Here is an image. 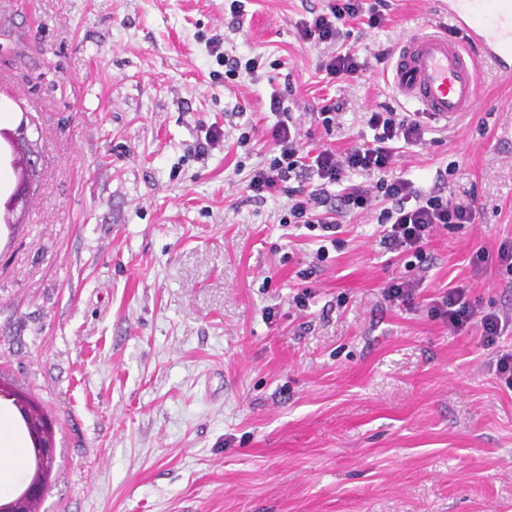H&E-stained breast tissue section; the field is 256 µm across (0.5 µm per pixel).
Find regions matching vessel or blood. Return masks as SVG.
I'll use <instances>...</instances> for the list:
<instances>
[{"label":"vessel or blood","mask_w":512,"mask_h":512,"mask_svg":"<svg viewBox=\"0 0 512 512\" xmlns=\"http://www.w3.org/2000/svg\"><path fill=\"white\" fill-rule=\"evenodd\" d=\"M442 25L408 36L392 53L395 95L436 124L473 111L478 60L512 79V0H442Z\"/></svg>","instance_id":"1"}]
</instances>
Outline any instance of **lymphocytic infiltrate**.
<instances>
[{
	"label": "lymphocytic infiltrate",
	"instance_id": "f902f5d3",
	"mask_svg": "<svg viewBox=\"0 0 512 512\" xmlns=\"http://www.w3.org/2000/svg\"><path fill=\"white\" fill-rule=\"evenodd\" d=\"M387 8L388 0H374L370 5L364 0H327L322 11L300 20V38L326 50L319 69L328 82L356 78L366 69L355 52L338 48L346 24L356 21L367 28L381 27L387 20ZM269 105L275 121L265 135L273 145L272 153L252 170L247 188L258 201L279 194L287 197L284 223L321 233L323 244L316 251L317 260H324L328 249L338 250L344 244L335 219L339 213H375L381 247L390 253L412 254L421 264L427 260L426 248L434 232L476 222L475 197L458 199L445 191L455 167L438 172V185L429 191L394 174L401 149L426 142L429 128L417 113L392 106L368 112L366 124L372 138L339 152L305 148L302 125L294 118L286 94L272 92ZM430 314L456 332L476 327L484 348L491 352L490 369L512 390V349L500 346L512 327L511 311L481 310L467 286L461 284L434 300Z\"/></svg>",
	"mask_w": 512,
	"mask_h": 512
}]
</instances>
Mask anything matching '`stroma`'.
<instances>
[{
  "instance_id": "35a3bbf8",
  "label": "stroma",
  "mask_w": 512,
  "mask_h": 512,
  "mask_svg": "<svg viewBox=\"0 0 512 512\" xmlns=\"http://www.w3.org/2000/svg\"><path fill=\"white\" fill-rule=\"evenodd\" d=\"M324 5L254 0L236 21L227 0H0V130L35 162L2 223L19 172L0 145V384L52 422L37 512H512V390L478 330L428 315L459 284L512 309L472 264L512 237V81L482 63L477 108L394 165L428 190L456 164L477 223L438 229L416 267L373 213L343 214L345 248L317 261L285 197L245 190L272 89L304 112L340 100L305 143L344 150L371 137L365 112L404 106L373 53L441 19L439 0H390L347 40L368 70L331 85L296 29ZM215 39L266 68L225 81ZM399 277L421 281L413 306L382 298ZM321 105L313 112H304L308 116L310 127L313 124H320L326 132H332L334 127L340 124L341 111L343 105L339 100L333 97H326L321 99Z\"/></svg>"
}]
</instances>
